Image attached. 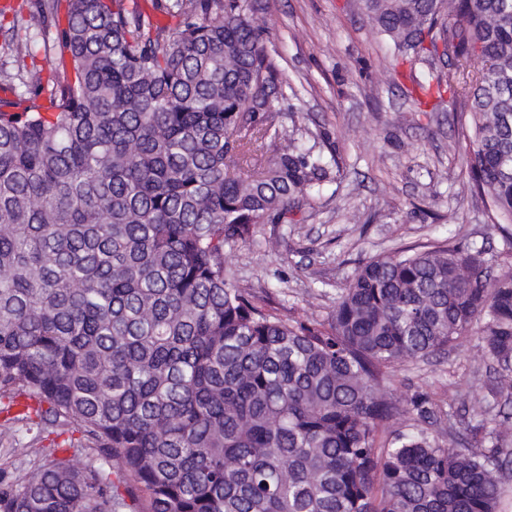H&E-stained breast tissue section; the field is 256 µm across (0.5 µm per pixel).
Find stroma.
Returning a JSON list of instances; mask_svg holds the SVG:
<instances>
[{
  "label": "stroma",
  "instance_id": "1",
  "mask_svg": "<svg viewBox=\"0 0 512 512\" xmlns=\"http://www.w3.org/2000/svg\"><path fill=\"white\" fill-rule=\"evenodd\" d=\"M251 18L287 85L281 138L295 111L305 145L335 156L339 170L312 207L290 224H258L251 239L224 247L233 282L258 305L289 317L327 322L358 266L406 246H482L494 267L512 266V249L489 229L482 203L453 146L460 109L445 94L434 111L405 97L413 77L431 72L452 86L447 61L396 66L392 42L366 23L360 0H252ZM481 343L470 338L427 359L409 360L384 386L400 406L394 426L409 430L415 397L471 425L467 396L490 383ZM0 397V480L10 482L34 463L66 456L94 463L80 433L62 426L7 421Z\"/></svg>",
  "mask_w": 512,
  "mask_h": 512
}]
</instances>
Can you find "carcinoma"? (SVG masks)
Returning a JSON list of instances; mask_svg holds the SVG:
<instances>
[{
  "mask_svg": "<svg viewBox=\"0 0 512 512\" xmlns=\"http://www.w3.org/2000/svg\"><path fill=\"white\" fill-rule=\"evenodd\" d=\"M30 0L62 72L0 100V396L72 426L99 466L54 458L0 483V512H497L512 415L476 450L448 422L392 431L389 369L468 336L512 402V267L482 247L362 263L328 327L236 287L224 245L293 223L336 159L279 143L284 85L248 0ZM398 53L439 54L466 109L458 155L512 244V0H362Z\"/></svg>",
  "mask_w": 512,
  "mask_h": 512,
  "instance_id": "cac0c4a2",
  "label": "carcinoma"
}]
</instances>
